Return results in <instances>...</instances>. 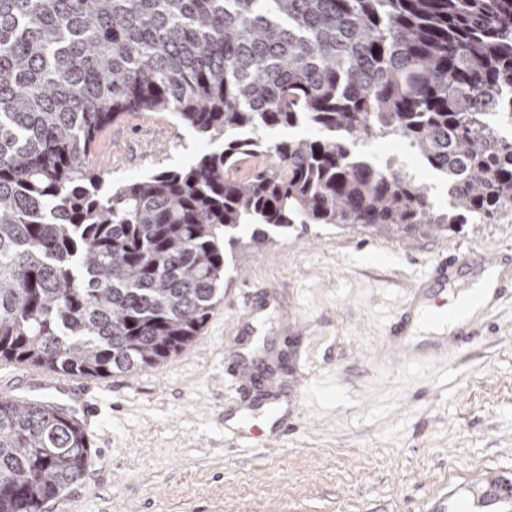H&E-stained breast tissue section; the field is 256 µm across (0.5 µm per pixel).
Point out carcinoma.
<instances>
[{"label":"carcinoma","mask_w":512,"mask_h":512,"mask_svg":"<svg viewBox=\"0 0 512 512\" xmlns=\"http://www.w3.org/2000/svg\"><path fill=\"white\" fill-rule=\"evenodd\" d=\"M512 0H0V361L106 378L197 341L245 249L294 224L459 232L360 147L400 138L459 208L512 201ZM169 112L219 151L103 190L100 132ZM307 125L314 137L261 140ZM92 462L57 405L0 397V512ZM487 501L512 505V479Z\"/></svg>","instance_id":"1"}]
</instances>
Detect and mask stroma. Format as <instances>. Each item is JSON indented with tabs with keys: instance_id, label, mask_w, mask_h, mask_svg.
I'll use <instances>...</instances> for the list:
<instances>
[{
	"instance_id": "1",
	"label": "stroma",
	"mask_w": 512,
	"mask_h": 512,
	"mask_svg": "<svg viewBox=\"0 0 512 512\" xmlns=\"http://www.w3.org/2000/svg\"><path fill=\"white\" fill-rule=\"evenodd\" d=\"M219 142L170 114L125 115L97 139L104 185L185 170ZM400 156L438 209L448 183L416 153ZM512 248L511 224L388 239L330 224H296L271 249L242 254L201 336L160 366L85 379L104 403L89 434L93 461L47 512H501L468 487L512 478V295L478 317L474 340L422 365L394 360L386 335L409 289L443 257ZM272 287L267 359L299 415L284 440H224V360L235 351L244 293Z\"/></svg>"
}]
</instances>
